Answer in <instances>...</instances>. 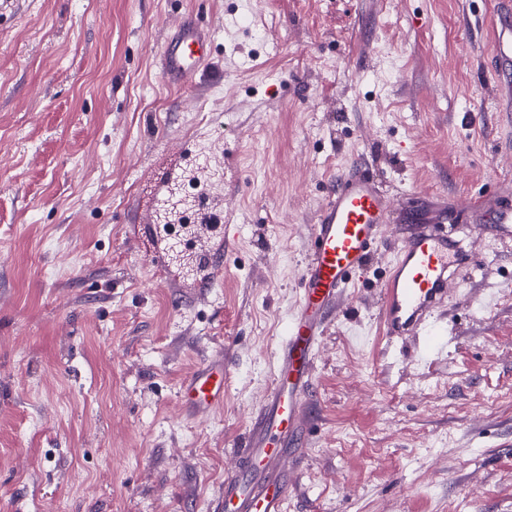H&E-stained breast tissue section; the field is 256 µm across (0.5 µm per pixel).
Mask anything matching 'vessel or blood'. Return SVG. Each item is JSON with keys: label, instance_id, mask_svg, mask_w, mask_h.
Listing matches in <instances>:
<instances>
[{"label": "vessel or blood", "instance_id": "b4317fda", "mask_svg": "<svg viewBox=\"0 0 512 512\" xmlns=\"http://www.w3.org/2000/svg\"><path fill=\"white\" fill-rule=\"evenodd\" d=\"M497 64L487 82L512 93V0H492L486 19ZM214 50V32L192 19L180 22L160 46L162 73L177 89L196 85ZM415 209L414 196L391 200L366 169L350 167L328 193L312 230L310 256L300 273V298L279 348L272 387L252 421L236 466L224 476L223 512H286L295 485L292 462L304 453L312 428L306 406L311 397L315 351L329 316L382 241L395 208ZM474 211L489 213L499 235L512 238V207L493 198L474 202ZM458 207H444L427 220L424 230L407 233L384 278L379 317L391 343L423 336L437 341V318L448 303V284L459 266L480 269L483 257L466 251L458 237ZM205 274L198 285L212 287L224 271V247L199 255ZM226 367L223 352L184 381L182 409L190 417H209L224 406Z\"/></svg>", "mask_w": 512, "mask_h": 512}]
</instances>
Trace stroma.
Returning <instances> with one entry per match:
<instances>
[{
	"instance_id": "35a3bbf8",
	"label": "stroma",
	"mask_w": 512,
	"mask_h": 512,
	"mask_svg": "<svg viewBox=\"0 0 512 512\" xmlns=\"http://www.w3.org/2000/svg\"><path fill=\"white\" fill-rule=\"evenodd\" d=\"M486 0H0V512H214L272 386L310 234L366 168L436 207L512 205V105L485 80ZM213 27L195 89L162 77L184 17ZM221 183L224 271L149 265L155 224ZM383 230L317 352L286 512H512V240L466 246L448 347L387 345ZM224 410L182 413L216 351Z\"/></svg>"
}]
</instances>
